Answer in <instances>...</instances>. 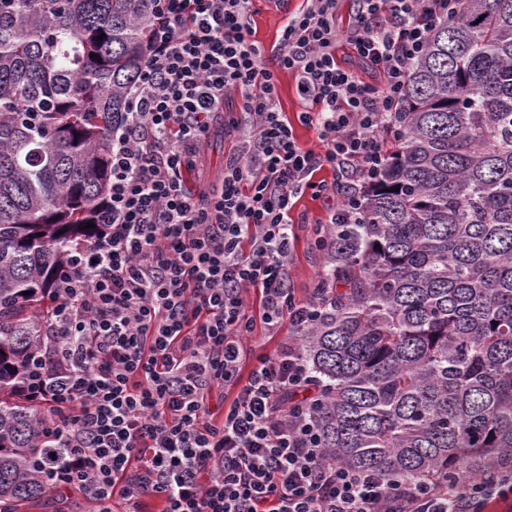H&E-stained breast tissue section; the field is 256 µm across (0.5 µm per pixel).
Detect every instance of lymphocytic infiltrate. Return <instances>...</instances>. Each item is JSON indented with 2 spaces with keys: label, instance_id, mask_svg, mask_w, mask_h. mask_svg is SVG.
<instances>
[{
  "label": "lymphocytic infiltrate",
  "instance_id": "f902f5d3",
  "mask_svg": "<svg viewBox=\"0 0 512 512\" xmlns=\"http://www.w3.org/2000/svg\"><path fill=\"white\" fill-rule=\"evenodd\" d=\"M303 0L289 13L269 67L253 0H153L141 74L112 129L110 194L99 231L78 244L40 318V384L57 453L37 458L56 491L97 512H486L512 492L460 493L447 480L385 482L339 463L307 416L313 377L297 335L322 314L288 285V213L321 169L339 174L328 221L357 223L383 168L407 78L432 26L463 0ZM347 45L375 74L337 59ZM296 74L295 120L278 73ZM241 115L225 116L229 96ZM314 129L320 150L294 127ZM237 143L221 183L190 189L213 130ZM261 292L262 314L246 302ZM290 326L272 353L244 367L256 325ZM224 392V415L210 405Z\"/></svg>",
  "mask_w": 512,
  "mask_h": 512
}]
</instances>
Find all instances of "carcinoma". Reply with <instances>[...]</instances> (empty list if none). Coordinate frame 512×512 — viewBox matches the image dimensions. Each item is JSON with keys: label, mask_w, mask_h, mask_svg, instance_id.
Returning a JSON list of instances; mask_svg holds the SVG:
<instances>
[{"label": "carcinoma", "mask_w": 512, "mask_h": 512, "mask_svg": "<svg viewBox=\"0 0 512 512\" xmlns=\"http://www.w3.org/2000/svg\"><path fill=\"white\" fill-rule=\"evenodd\" d=\"M152 19V0H0V512L50 490L34 464L47 415L27 397L36 315L95 232ZM319 250L322 315L300 336L323 446L387 480L500 485L512 475V0H463L436 24L360 223L332 225Z\"/></svg>", "instance_id": "obj_1"}]
</instances>
